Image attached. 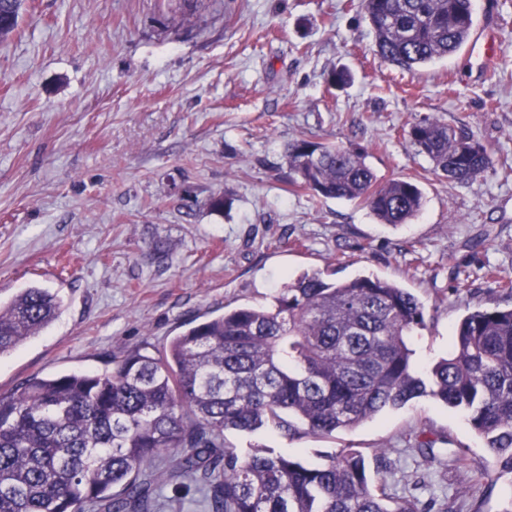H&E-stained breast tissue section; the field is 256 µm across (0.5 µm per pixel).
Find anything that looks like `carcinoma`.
<instances>
[{"label":"carcinoma","mask_w":512,"mask_h":512,"mask_svg":"<svg viewBox=\"0 0 512 512\" xmlns=\"http://www.w3.org/2000/svg\"><path fill=\"white\" fill-rule=\"evenodd\" d=\"M24 0H0V39L17 31ZM377 54L414 72L454 53L473 26L471 0H362ZM406 135L436 174L468 184L492 168L488 148L437 118ZM367 153L307 138L288 144L291 192L358 202L382 224L415 219L413 176L378 180ZM60 301L31 287L0 307V357L39 335ZM424 305L378 277L330 282L304 273L266 306L243 305L133 350L102 373L32 377L0 394V512H146L158 486L140 466L172 459L199 482L209 512H424L375 482L384 450L342 448L308 466L290 455L242 453L225 432L263 427L286 438L328 437L427 397L462 410L496 468L512 475V308H477L448 355L421 373L409 339Z\"/></svg>","instance_id":"1"}]
</instances>
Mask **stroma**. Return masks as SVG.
<instances>
[{
    "instance_id": "35a3bbf8",
    "label": "stroma",
    "mask_w": 512,
    "mask_h": 512,
    "mask_svg": "<svg viewBox=\"0 0 512 512\" xmlns=\"http://www.w3.org/2000/svg\"><path fill=\"white\" fill-rule=\"evenodd\" d=\"M493 24L489 73L456 54L406 72L375 52L356 0H26L0 42V304L30 287L60 314L0 358V394L25 380L101 373L163 350L190 319L264 305L299 275L388 279L415 293L412 338L429 369L476 307L511 308L488 268L512 273V0H473ZM347 68L351 84L328 82ZM434 117L474 135L493 167L460 185L432 174L404 128ZM300 137L362 147L378 178L420 176L411 223L288 190ZM230 201L220 211L210 197ZM434 442L436 462L406 447ZM230 445L311 465L381 448L389 484L454 512H500L506 480L464 416L427 398L325 438L230 432ZM463 453L464 477L447 465Z\"/></svg>"
}]
</instances>
